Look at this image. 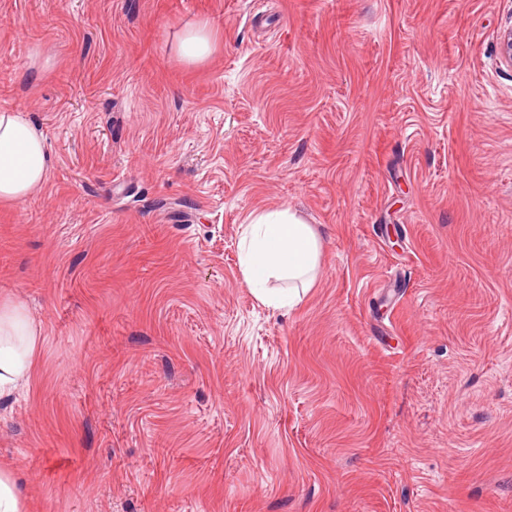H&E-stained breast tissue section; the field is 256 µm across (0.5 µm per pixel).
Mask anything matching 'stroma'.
Listing matches in <instances>:
<instances>
[{
  "mask_svg": "<svg viewBox=\"0 0 512 512\" xmlns=\"http://www.w3.org/2000/svg\"><path fill=\"white\" fill-rule=\"evenodd\" d=\"M221 33L189 67L198 17ZM512 0H0V204L44 330L0 398L28 512H512ZM290 207L291 311L238 242ZM23 111L0 112V203L25 200L46 181L50 151ZM238 248L244 281L255 299L273 310L295 308L315 281L320 238L290 208L251 213Z\"/></svg>",
  "mask_w": 512,
  "mask_h": 512,
  "instance_id": "stroma-1",
  "label": "stroma"
}]
</instances>
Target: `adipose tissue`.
<instances>
[{"label":"adipose tissue","instance_id":"adipose-tissue-1","mask_svg":"<svg viewBox=\"0 0 512 512\" xmlns=\"http://www.w3.org/2000/svg\"><path fill=\"white\" fill-rule=\"evenodd\" d=\"M217 33L200 18L176 48L187 64L204 61ZM50 151L43 134L19 111L0 112V203L25 200L44 184ZM239 267L257 301L269 308H295L313 285L321 241L312 225L289 208L251 213L239 240ZM43 343L39 323L23 301L0 297V397L27 380Z\"/></svg>","mask_w":512,"mask_h":512}]
</instances>
